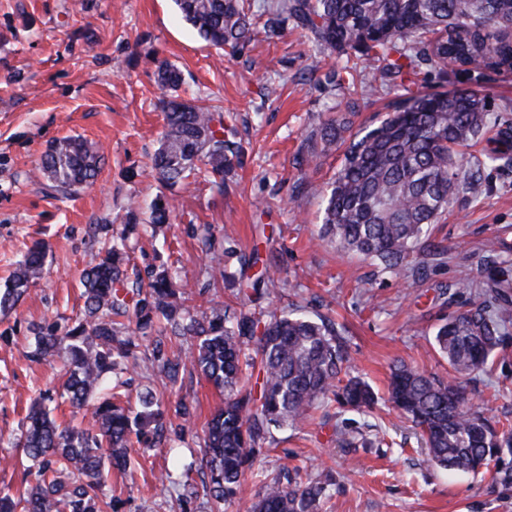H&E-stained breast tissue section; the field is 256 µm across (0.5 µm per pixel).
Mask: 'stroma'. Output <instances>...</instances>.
Wrapping results in <instances>:
<instances>
[{"label":"stroma","instance_id":"35a3bbf8","mask_svg":"<svg viewBox=\"0 0 512 512\" xmlns=\"http://www.w3.org/2000/svg\"><path fill=\"white\" fill-rule=\"evenodd\" d=\"M181 70L180 94L223 112L240 145V162L216 192L202 177L164 186L151 157L164 131L160 101L167 91L157 66ZM344 56L319 47L301 29L258 34L232 55L207 45L180 16L173 0H0V287L27 247L41 242V277L16 308L0 313V487H19L10 443L40 388L60 384L59 363L31 361L29 327L66 324L79 314L80 276L97 245L90 226L126 235L128 271L147 276L175 265L180 280L201 288L211 254L201 248L210 232L213 252H259L287 297L310 309L321 299L349 340L356 373L385 393L390 369L403 361L440 377L449 367L433 345L440 319L471 307L490 274L512 264V162L487 163L481 192L458 188L445 223L431 243L445 256L421 252L400 272L337 251L319 240L322 194L340 169L342 153L313 156L312 129L348 91L328 85L329 71ZM278 90L267 95V79ZM415 92L468 90L483 97L493 128L512 126V71L429 73ZM81 137L96 142L104 165L94 185L70 198L49 193L38 171L55 141ZM165 196L173 207L164 236L146 232L149 206ZM138 201L136 225L128 205ZM497 242L488 251L487 242ZM469 396L476 408L512 426V345L488 370L472 374ZM193 428L175 451H155L111 473L108 486L125 503L123 512H179L164 500L153 474L166 465L198 467L204 426L222 397L201 376L186 380ZM376 425L380 441L345 448L341 424ZM256 463L268 475L281 467L331 470L336 494L329 512H512V486L491 474H464L431 465L411 423L387 406L361 415L323 406Z\"/></svg>","mask_w":512,"mask_h":512}]
</instances>
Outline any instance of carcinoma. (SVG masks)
<instances>
[{
	"label": "carcinoma",
	"mask_w": 512,
	"mask_h": 512,
	"mask_svg": "<svg viewBox=\"0 0 512 512\" xmlns=\"http://www.w3.org/2000/svg\"><path fill=\"white\" fill-rule=\"evenodd\" d=\"M184 19L207 44L236 50L256 33L255 14L243 0H175ZM273 32L291 22L310 33L319 46L346 56L344 75L327 74L330 84L357 82L372 66L374 82L390 94V112L379 125L352 132L330 117L317 128L320 153L345 145L344 161L324 198L322 237L336 249L400 271L429 237V226L445 220L459 176L473 194L480 191L479 170L464 172L459 148L489 124L483 98L474 93L409 94L405 82L428 68L442 77L448 68L512 70V0H275L264 6ZM161 100L165 132L152 167L166 186H175L198 170L224 192L240 147L224 113L183 100L177 91L181 73L162 63ZM488 161L512 159V128L486 140ZM104 156L92 142L68 138L51 145L39 167L47 188L71 196L93 183ZM169 221L167 202L151 205L150 223ZM126 237L112 239L92 254L81 285L83 313L59 329L33 324L34 362L60 359L65 380L48 387L26 416L13 442L23 462L18 495L0 489V512H120L122 500L104 494L105 473L124 471L130 447L142 454L169 445L190 431L193 407L174 401L182 424H167L162 392L182 385L184 375L202 374L224 393L200 448L202 484L210 512H226L257 456L276 443L274 432L293 428L312 408L332 402L347 412L369 413L378 397L353 375L346 337L336 324L296 309L271 308L263 301L274 280L267 266L253 275L260 258L240 259L231 276L210 266L208 281L233 279L235 296L253 306L233 314L229 307L190 305L192 291L176 281L169 266L154 269L148 283L136 277L127 285ZM46 247L36 242L17 262L4 290L0 312L12 310L40 278ZM512 269L499 268L481 289L482 301L442 319L434 332L437 352L451 368L448 378L428 376L404 363L391 371L387 402L418 429L431 461L439 468L493 472L495 481L512 485V430L471 410L463 378L485 368L512 343ZM157 336L151 360L162 391L151 387L138 396L139 409L121 405L129 382L117 376L121 364L137 356L140 339ZM255 378L247 387L245 377ZM63 399L89 416L87 425H61L50 405ZM161 494L178 495L183 512L197 498L188 476L164 469L157 477ZM335 479L321 471L306 478L297 467L282 468L261 482L251 512H322Z\"/></svg>",
	"instance_id": "cac0c4a2"
}]
</instances>
